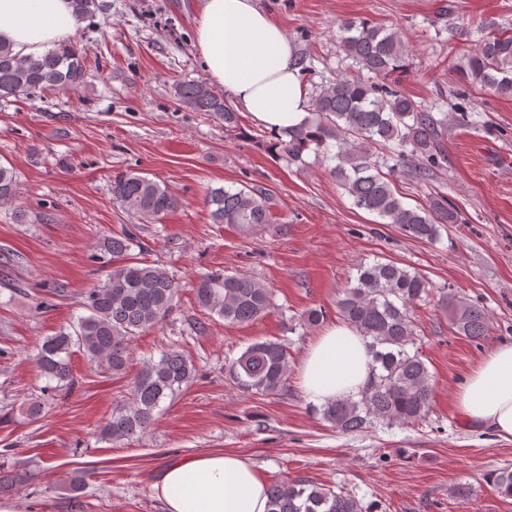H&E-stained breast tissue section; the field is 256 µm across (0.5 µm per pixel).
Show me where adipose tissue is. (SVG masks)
I'll list each match as a JSON object with an SVG mask.
<instances>
[{
  "instance_id": "adipose-tissue-1",
  "label": "adipose tissue",
  "mask_w": 512,
  "mask_h": 512,
  "mask_svg": "<svg viewBox=\"0 0 512 512\" xmlns=\"http://www.w3.org/2000/svg\"><path fill=\"white\" fill-rule=\"evenodd\" d=\"M80 21L71 0H0V41L19 57L43 54L72 39ZM196 47L209 78L266 130L307 124L310 97L296 48L255 0H202ZM372 355L346 323L326 327L310 346L299 382L313 402L357 394ZM467 422L512 439V342L498 345L457 394ZM154 487L165 512H268L266 484L241 455L209 451L167 465Z\"/></svg>"
}]
</instances>
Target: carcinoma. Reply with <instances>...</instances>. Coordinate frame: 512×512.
I'll return each instance as SVG.
<instances>
[{
  "label": "carcinoma",
  "mask_w": 512,
  "mask_h": 512,
  "mask_svg": "<svg viewBox=\"0 0 512 512\" xmlns=\"http://www.w3.org/2000/svg\"><path fill=\"white\" fill-rule=\"evenodd\" d=\"M81 20L106 10V0H74ZM338 39L345 58L373 79L340 75L323 85L311 99L308 124L275 136L272 148L282 151L288 163L306 165L311 151L333 163L330 173L353 205L374 214L385 224H396L414 239L435 241L444 224H455L458 212L439 200L428 207L407 206L392 183L403 168L417 181L428 180L440 166L439 135L443 121L433 108L404 95L387 82L406 66L409 46L392 27L364 19H346ZM453 69L478 91L512 97V30L497 28L485 39L457 56ZM86 57L73 43L62 44L37 57L19 58L0 42V99L29 97L37 92H75L88 78ZM451 120L466 124L471 117L467 91L453 93ZM174 97L185 108L201 112L234 128L237 115L224 95L200 80H184L174 87ZM18 192L12 166L0 163V206L11 205ZM112 200L146 223H155L177 209L178 196L163 182L132 171L112 176ZM216 224H230L250 234L270 223L269 199L259 188L211 190L205 199ZM145 249L128 229L107 235L95 245V258L112 264L105 280L86 292V314L76 323L45 338L35 356L46 379V390L70 380L71 349L82 351L89 362L112 375L126 372L130 344L143 332L160 327L176 307L182 285L166 268L130 256L132 248ZM202 311L230 324L251 323L272 307L273 291L255 278L211 272L193 285ZM433 285L415 269L388 260L361 263L354 282L336 299L341 318L365 340L374 360L372 375L358 398L325 403L324 420L341 432H364L377 425L391 427L420 423L432 409V375L413 344V309L427 301ZM448 320L459 334L480 339L488 335L486 309L444 294ZM288 347L278 340L249 345L229 365V373L247 393H274L288 377ZM196 376L191 357L172 344L159 359L143 365L130 383L126 399L112 407L99 429V439L120 443L139 438L153 425L161 404L187 388ZM488 483L503 498H512V469L501 468ZM269 512H369L354 494L341 488L297 477L268 487Z\"/></svg>",
  "instance_id": "1"
}]
</instances>
